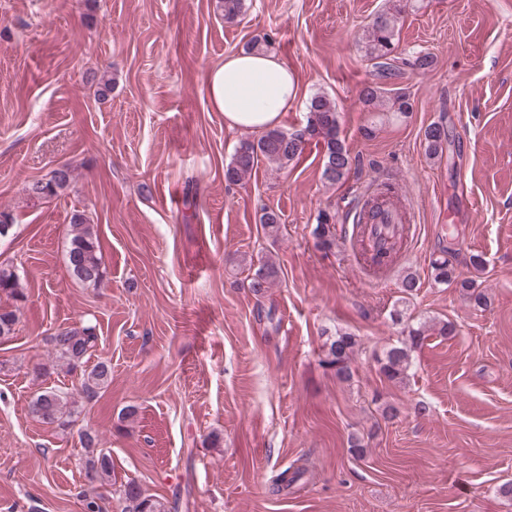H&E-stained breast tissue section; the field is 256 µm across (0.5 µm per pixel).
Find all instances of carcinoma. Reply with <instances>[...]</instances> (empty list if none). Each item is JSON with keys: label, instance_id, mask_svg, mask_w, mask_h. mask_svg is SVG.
Listing matches in <instances>:
<instances>
[{"label": "carcinoma", "instance_id": "cac0c4a2", "mask_svg": "<svg viewBox=\"0 0 512 512\" xmlns=\"http://www.w3.org/2000/svg\"><path fill=\"white\" fill-rule=\"evenodd\" d=\"M403 6L392 8L374 15L366 33V55L373 61L375 80L364 84L360 91V101L369 112H386L404 116L411 111L409 96L393 84L405 75L431 68L434 58L423 52H415L403 58L401 64L394 63L392 53L397 34V17L401 16ZM306 122L301 131L272 129L258 139H244L235 149L231 163L225 171L228 182L235 184L244 180L259 161L264 160L277 169H285L299 160L305 147L310 143L321 146L324 155L321 177L329 184H337L350 173L355 159L340 136L339 115L336 103L323 93L310 97L306 106ZM423 146L427 158L435 159L443 155L448 148V126L442 122L428 125L423 130ZM72 181V170L63 165L52 170L47 177L33 181L26 186V192L34 199L51 198L67 189ZM389 202L384 192L366 196L357 203L355 210L347 212L352 217L351 237L338 233L337 216L332 211H323L318 215L312 234L315 246L330 251L338 246L340 240L350 239L352 247L361 251L373 271H384L387 264L394 261L402 250L404 238L394 237L388 247L372 250L366 238L370 222L375 220ZM259 223L267 234L276 237L281 232V215L268 209H262ZM67 264L71 275L79 282L97 286L103 279L102 256L97 230L82 214H74L70 220V233L67 244ZM451 248L441 247L439 255L430 261V268L436 282L456 283L475 302L485 301V295L475 287L474 281H458L455 277ZM277 275L275 265L262 261L253 269L249 278V288L257 296L265 293ZM0 290L19 296L18 276L11 269L0 267ZM438 336H451L454 327L448 322L427 324L419 323L408 328L400 345L386 351L379 360V370L383 377L392 383H402L408 377L411 366V353L423 345L428 333ZM60 367L71 373L87 363L86 357L94 347L96 336L91 327H67L57 330L46 338ZM327 359L324 365L333 369L340 380H349L353 376L352 360L357 346L356 337L347 332H338L334 339L325 342ZM112 378L111 364L102 360L82 373L81 394L90 398L108 387ZM73 402L65 393L56 389L45 390L30 401L31 412L45 423L63 425L71 415ZM80 442L85 449L83 460L88 488L81 492L83 512H104V495L99 489L112 484V456L110 451L96 449L98 435L84 432ZM303 468H287L280 472L275 480L276 492L283 493L293 488L304 476ZM122 512H170L168 505L143 492L134 481L122 484Z\"/></svg>", "mask_w": 512, "mask_h": 512}]
</instances>
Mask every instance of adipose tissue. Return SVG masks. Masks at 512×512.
<instances>
[{
  "label": "adipose tissue",
  "instance_id": "adipose-tissue-1",
  "mask_svg": "<svg viewBox=\"0 0 512 512\" xmlns=\"http://www.w3.org/2000/svg\"><path fill=\"white\" fill-rule=\"evenodd\" d=\"M207 89L226 125L248 131L275 127L298 97L293 72L270 53L245 52L225 58L223 65L208 73Z\"/></svg>",
  "mask_w": 512,
  "mask_h": 512
}]
</instances>
